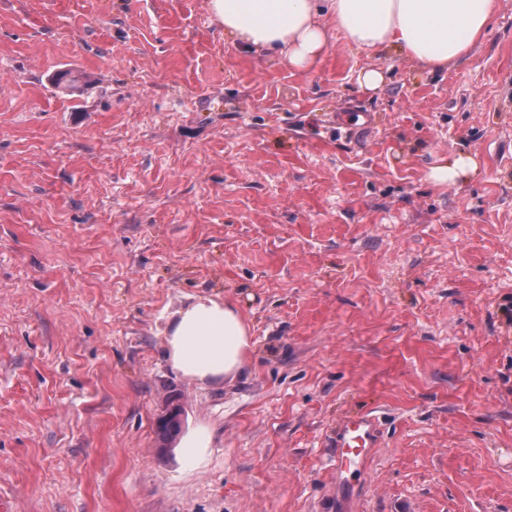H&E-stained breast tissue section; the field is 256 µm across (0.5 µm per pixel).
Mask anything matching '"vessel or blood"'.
Here are the masks:
<instances>
[{
    "mask_svg": "<svg viewBox=\"0 0 512 512\" xmlns=\"http://www.w3.org/2000/svg\"><path fill=\"white\" fill-rule=\"evenodd\" d=\"M336 483L349 490L351 480L361 472L380 445L377 418L366 412L345 414L336 422Z\"/></svg>",
    "mask_w": 512,
    "mask_h": 512,
    "instance_id": "vessel-or-blood-1",
    "label": "vessel or blood"
}]
</instances>
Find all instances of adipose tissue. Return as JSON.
<instances>
[{"mask_svg": "<svg viewBox=\"0 0 512 512\" xmlns=\"http://www.w3.org/2000/svg\"><path fill=\"white\" fill-rule=\"evenodd\" d=\"M209 8L244 50H280L302 71L337 36L362 49H397L434 71L468 55L485 37L495 0H209ZM250 348L239 312L212 296L195 297L178 310L165 336L172 368L201 384L239 372Z\"/></svg>", "mask_w": 512, "mask_h": 512, "instance_id": "1", "label": "adipose tissue"}]
</instances>
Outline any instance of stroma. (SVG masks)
Returning a JSON list of instances; mask_svg holds the SVG:
<instances>
[{
	"mask_svg": "<svg viewBox=\"0 0 512 512\" xmlns=\"http://www.w3.org/2000/svg\"><path fill=\"white\" fill-rule=\"evenodd\" d=\"M496 3L446 69L336 38L302 72L239 49L209 0H0L12 512H512V0ZM67 70L76 92L55 85ZM461 153L477 172L436 183ZM201 293L253 341L213 387L165 358L168 316ZM346 411L378 417L380 446L344 496ZM199 431L208 448L184 454Z\"/></svg>",
	"mask_w": 512,
	"mask_h": 512,
	"instance_id": "obj_1",
	"label": "stroma"
}]
</instances>
